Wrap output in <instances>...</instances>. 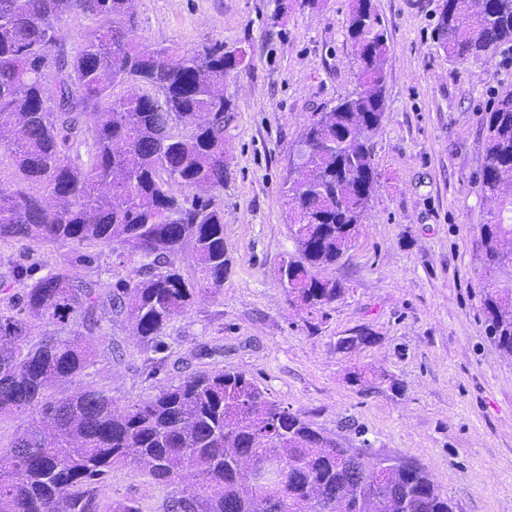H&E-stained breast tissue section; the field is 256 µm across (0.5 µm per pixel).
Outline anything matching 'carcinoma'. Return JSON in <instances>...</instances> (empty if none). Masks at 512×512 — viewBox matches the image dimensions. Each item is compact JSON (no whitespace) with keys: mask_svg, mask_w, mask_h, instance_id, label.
Segmentation results:
<instances>
[{"mask_svg":"<svg viewBox=\"0 0 512 512\" xmlns=\"http://www.w3.org/2000/svg\"><path fill=\"white\" fill-rule=\"evenodd\" d=\"M134 2L0 0V146L45 189L0 185V240L96 244L141 260L107 300L99 281L65 267L35 278L19 266L0 277L1 286H22L0 298V415L28 418L0 455V512H99L119 465L142 468L166 490L161 512H456L425 467L366 443L360 471L378 468L384 480L357 487L348 449L242 372L198 370L123 408L91 386L48 399L53 385L79 382L93 364L106 307L133 324L143 373L156 377L168 365L169 324L194 297L221 293L230 266L215 191L230 175L224 118L234 103L224 77L245 52L222 42L142 48ZM65 16L94 23L67 58L52 55ZM346 33L359 86L304 128L288 157L297 177L283 184L293 250L277 274L290 304L308 313L346 295L320 271L353 246L377 184L372 138L386 111L389 35L372 0H353ZM434 36L450 56L492 59L512 42V0H442ZM128 83L139 92L112 99ZM483 125L480 190L500 209L479 225L482 305L487 338L512 355L511 87L494 92ZM36 326L48 331L35 339ZM373 342L359 328L336 349ZM268 460L279 466L273 477L242 482L245 464ZM109 512L143 509L114 496Z\"/></svg>","mask_w":512,"mask_h":512,"instance_id":"carcinoma-1","label":"carcinoma"}]
</instances>
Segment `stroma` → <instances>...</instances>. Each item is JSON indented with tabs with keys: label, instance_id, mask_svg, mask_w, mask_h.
<instances>
[{
	"label": "stroma",
	"instance_id": "obj_1",
	"mask_svg": "<svg viewBox=\"0 0 512 512\" xmlns=\"http://www.w3.org/2000/svg\"><path fill=\"white\" fill-rule=\"evenodd\" d=\"M287 3L281 38L267 23L274 0H137L143 46L248 52L224 79L235 104L224 134L231 176L219 191L231 266L222 295L196 297L170 323L174 361L156 378L143 372L130 323L102 312V333L120 351L100 349L83 382L125 406L197 369H233L344 447L366 440L422 465L460 512H512V356L486 337L476 258L479 227L499 209L476 180L482 117L493 91L512 85V61L449 57L431 38L441 0H374L389 31L376 192L354 247L323 271L347 295L310 315L289 303L276 273L293 249L282 186L302 129L356 87L358 65L346 35L351 0ZM15 265L107 281L140 259L96 245L1 244L0 275ZM358 327L374 343L338 352V336ZM356 368L389 379L350 383ZM108 484L144 512L165 495L127 467Z\"/></svg>",
	"mask_w": 512,
	"mask_h": 512
}]
</instances>
